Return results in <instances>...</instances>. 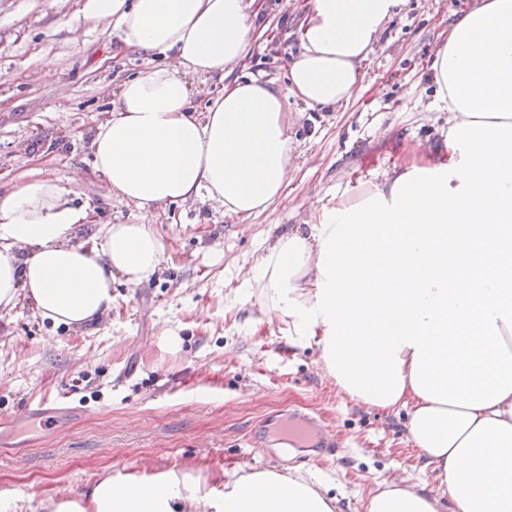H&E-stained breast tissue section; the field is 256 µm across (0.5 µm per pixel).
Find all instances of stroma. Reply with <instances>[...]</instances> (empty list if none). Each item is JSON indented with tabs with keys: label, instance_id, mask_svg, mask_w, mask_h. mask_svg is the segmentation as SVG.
Returning a JSON list of instances; mask_svg holds the SVG:
<instances>
[{
	"label": "stroma",
	"instance_id": "obj_1",
	"mask_svg": "<svg viewBox=\"0 0 512 512\" xmlns=\"http://www.w3.org/2000/svg\"><path fill=\"white\" fill-rule=\"evenodd\" d=\"M470 0H410L363 68L366 93L341 109L292 102L296 165L283 199L241 224L213 203L169 206L143 218L114 208L91 173L90 137L112 93L142 67L108 22L85 20L82 0H0V192L10 177L43 169L96 210V224L149 220L166 242L160 271L139 286L112 285L111 310L92 325L52 326L30 304L0 313V504L33 512L51 498L86 492L107 471L132 477L192 462L208 474L237 466L309 469L343 512H363L378 482L401 476L439 483L421 470L406 439V411H368L337 395L315 344L259 323L241 290L255 257L305 218L307 198L332 197L343 178L367 181L402 145L437 144L447 113L427 111L425 63L454 13ZM265 0L266 34L234 68L284 84L298 52L299 12ZM81 29L72 44L69 26ZM69 67L45 78L56 56ZM168 324L180 351L158 345ZM66 392L71 413L53 425L23 418L29 402ZM308 416L325 428V449L282 451L277 422Z\"/></svg>",
	"mask_w": 512,
	"mask_h": 512
}]
</instances>
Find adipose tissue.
Here are the masks:
<instances>
[{"label": "adipose tissue", "mask_w": 512, "mask_h": 512, "mask_svg": "<svg viewBox=\"0 0 512 512\" xmlns=\"http://www.w3.org/2000/svg\"><path fill=\"white\" fill-rule=\"evenodd\" d=\"M408 0H304L287 88L231 78L252 47L258 0H84L147 67L125 79L93 132L92 169L108 199L154 214L209 199L259 216L294 170L290 99L346 106L387 25ZM448 112L440 147L405 146L375 178L309 203L304 227L256 258L248 281L263 322L314 341L338 393L406 409L409 440L439 492L391 481L364 512H512V0H475L428 66ZM220 77L204 115L189 78ZM93 221L58 179L34 169L0 193V310L29 302L53 325L112 308V282L147 280L166 243L150 224ZM199 466L102 475L49 512H339L300 473L248 467L213 494Z\"/></svg>", "instance_id": "1"}]
</instances>
